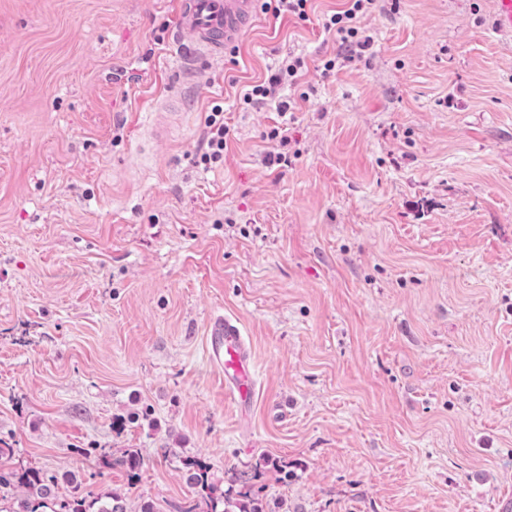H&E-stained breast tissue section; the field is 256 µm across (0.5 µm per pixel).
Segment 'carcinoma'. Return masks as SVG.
<instances>
[{"label":"carcinoma","mask_w":512,"mask_h":512,"mask_svg":"<svg viewBox=\"0 0 512 512\" xmlns=\"http://www.w3.org/2000/svg\"><path fill=\"white\" fill-rule=\"evenodd\" d=\"M143 459L135 450L127 451L117 464L122 466L128 479L132 480L138 474ZM187 482L197 493L194 503L186 512H228L219 509V505L228 502L224 490L212 480L210 467L194 457H185L181 460ZM58 477L50 475L41 468L19 467L7 472L0 471V487H20L23 493L16 498V505L9 509L0 506V512H126L123 498L118 494L106 496V500L99 498L87 500L74 493L61 498L56 495ZM239 500L235 503L238 512H264L262 501L253 497L251 492H238Z\"/></svg>","instance_id":"cac0c4a2"}]
</instances>
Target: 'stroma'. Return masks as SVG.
Returning a JSON list of instances; mask_svg holds the SVG:
<instances>
[{
    "label": "stroma",
    "instance_id": "1",
    "mask_svg": "<svg viewBox=\"0 0 512 512\" xmlns=\"http://www.w3.org/2000/svg\"><path fill=\"white\" fill-rule=\"evenodd\" d=\"M311 6L259 13L154 107L184 77L170 0H0L1 470L127 512H183L186 456L266 512L512 506V35L495 0H379L366 56L325 75L343 0ZM291 56L299 111L243 104ZM218 316L253 357L245 428L205 357ZM128 449L132 482L100 460ZM224 109L216 105L206 120V132L202 143L200 162L205 166L219 163L224 160V148L226 147L227 128L224 126Z\"/></svg>",
    "mask_w": 512,
    "mask_h": 512
}]
</instances>
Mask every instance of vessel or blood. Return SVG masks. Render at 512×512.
Wrapping results in <instances>:
<instances>
[{
  "instance_id": "1",
  "label": "vessel or blood",
  "mask_w": 512,
  "mask_h": 512,
  "mask_svg": "<svg viewBox=\"0 0 512 512\" xmlns=\"http://www.w3.org/2000/svg\"><path fill=\"white\" fill-rule=\"evenodd\" d=\"M176 23L171 39L186 73L198 74L203 63L221 58L225 47L240 42L255 23L257 0H174ZM209 362L224 373V391L240 414L256 396L253 363L237 325L219 317L209 327Z\"/></svg>"
}]
</instances>
